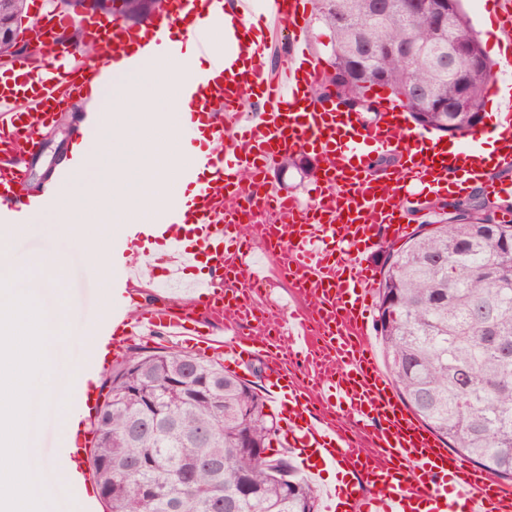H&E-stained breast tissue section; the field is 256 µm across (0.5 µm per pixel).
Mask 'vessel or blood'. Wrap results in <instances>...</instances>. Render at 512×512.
<instances>
[{
  "label": "vessel or blood",
  "mask_w": 512,
  "mask_h": 512,
  "mask_svg": "<svg viewBox=\"0 0 512 512\" xmlns=\"http://www.w3.org/2000/svg\"><path fill=\"white\" fill-rule=\"evenodd\" d=\"M230 11L243 20L242 35L251 41L249 65L225 73L220 84L201 79L207 94L200 109L178 128L190 143L205 139L223 150L181 171L182 181L196 189L190 202L176 204L153 224L127 228L112 264L111 313L98 331L95 372L109 370L127 339L143 332L216 347L229 370L260 353L269 366L267 389L284 418L282 446L307 472L330 464L337 469L336 487L324 493V512H512L511 489L450 453L413 417L380 371L366 336L374 285L366 255L387 236L403 234L407 197L437 196L468 180L490 199L512 194L511 180L491 176L492 170L512 169V99L490 166L480 154L487 130L463 133L451 155L409 129L398 103L386 102L377 120L363 125L337 100L314 99L310 88L321 68L307 52L308 0H166L147 30L156 35L155 49L171 54L165 23H217ZM50 21L35 16L39 56L20 62L18 83H0V223L21 232L56 204L59 188L76 175L73 167L61 169L41 203H31L26 164L42 147L54 107L77 86L105 81L143 33L115 18L63 17L64 26L82 27L97 49L94 57L80 58ZM279 30L290 50L272 72L265 60ZM245 87L257 100L246 118L238 111ZM107 123L103 113L88 112L71 134L78 142L96 139ZM375 152L397 155L398 166L371 176ZM306 153L317 159L318 175L304 205L278 190L267 172L286 156ZM229 198L244 202V211L275 216L241 233L240 211L224 206ZM144 267L165 282L192 278L202 319L164 302L131 317L129 286ZM272 269L287 273L302 300L283 331L250 300L253 288L266 287ZM99 409L100 390L86 380L69 406L64 442L80 512H98L101 502L87 464Z\"/></svg>",
  "instance_id": "b4317fda"
}]
</instances>
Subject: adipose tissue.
Returning <instances> with one entry per match:
<instances>
[{"mask_svg":"<svg viewBox=\"0 0 512 512\" xmlns=\"http://www.w3.org/2000/svg\"><path fill=\"white\" fill-rule=\"evenodd\" d=\"M239 32L231 16L206 26L212 47L207 56L194 38L173 36L176 55L144 57L138 67L119 74L110 94H94L97 111L111 113L112 121L97 140L72 150L81 176L62 189L59 204L44 216L61 233L81 237L87 265L98 275L109 265L100 245L104 225L140 224L166 210L173 197L190 198V187L178 177L188 157L173 132L191 110L198 73L212 66L225 41Z\"/></svg>","mask_w":512,"mask_h":512,"instance_id":"adipose-tissue-1","label":"adipose tissue"}]
</instances>
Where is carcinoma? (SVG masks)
<instances>
[{"label":"carcinoma","instance_id":"1","mask_svg":"<svg viewBox=\"0 0 512 512\" xmlns=\"http://www.w3.org/2000/svg\"><path fill=\"white\" fill-rule=\"evenodd\" d=\"M26 0H0V24L16 26ZM333 31L335 85L364 112L381 77L407 91L401 106L424 130L459 134L482 117L494 63L459 8L409 13L405 0H313ZM112 11L149 15L133 0ZM412 43L414 57L366 47ZM469 50L447 57L448 46ZM442 215L388 251L375 330L405 405L456 455L512 480V213L476 194L431 201ZM207 384L212 396L172 388ZM94 425L92 468L109 512H319L314 484L286 456L270 455L275 416L254 387L217 360L168 347H128L106 381Z\"/></svg>","mask_w":512,"mask_h":512}]
</instances>
